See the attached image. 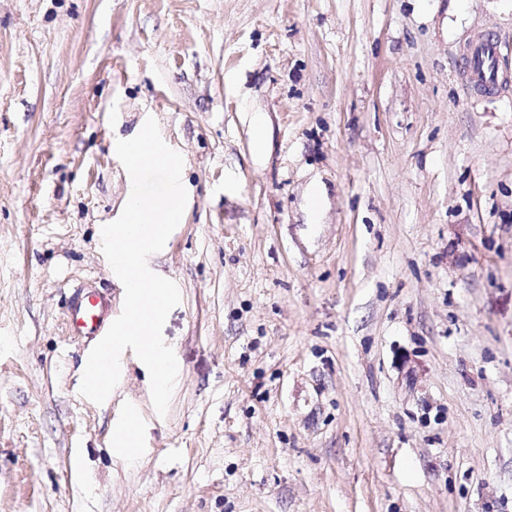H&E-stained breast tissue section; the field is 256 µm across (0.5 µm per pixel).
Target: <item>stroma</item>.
I'll return each instance as SVG.
<instances>
[{"label": "stroma", "mask_w": 512, "mask_h": 512, "mask_svg": "<svg viewBox=\"0 0 512 512\" xmlns=\"http://www.w3.org/2000/svg\"><path fill=\"white\" fill-rule=\"evenodd\" d=\"M481 33L512 45V0H0V512H512V89H467ZM150 116L193 199L153 261L163 416L131 352L82 397L64 323L84 282L122 310L100 230ZM139 418L136 412L132 411L126 421L118 430L112 432V439L115 446L122 448L126 456L131 458L137 453Z\"/></svg>", "instance_id": "obj_1"}]
</instances>
